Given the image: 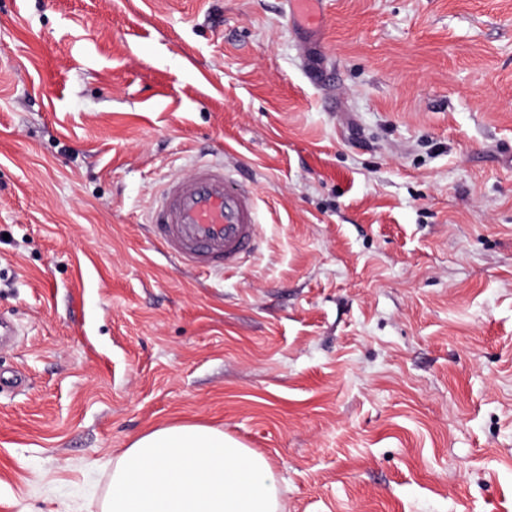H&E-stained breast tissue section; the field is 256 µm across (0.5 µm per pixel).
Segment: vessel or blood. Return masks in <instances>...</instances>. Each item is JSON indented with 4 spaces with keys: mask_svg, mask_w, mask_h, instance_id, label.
Segmentation results:
<instances>
[{
    "mask_svg": "<svg viewBox=\"0 0 512 512\" xmlns=\"http://www.w3.org/2000/svg\"><path fill=\"white\" fill-rule=\"evenodd\" d=\"M256 195L221 165L199 163L169 178L151 207L153 242L203 271L239 267L260 245Z\"/></svg>",
    "mask_w": 512,
    "mask_h": 512,
    "instance_id": "vessel-or-blood-1",
    "label": "vessel or blood"
}]
</instances>
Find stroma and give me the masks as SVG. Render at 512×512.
<instances>
[{
	"label": "stroma",
	"instance_id": "stroma-1",
	"mask_svg": "<svg viewBox=\"0 0 512 512\" xmlns=\"http://www.w3.org/2000/svg\"><path fill=\"white\" fill-rule=\"evenodd\" d=\"M0 0V512H101L175 423L282 512H512V0ZM249 179L258 251L152 242ZM246 184L209 162L169 178L151 207L153 242L202 271L239 267L260 245L256 195Z\"/></svg>",
	"mask_w": 512,
	"mask_h": 512
}]
</instances>
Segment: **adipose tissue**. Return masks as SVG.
Segmentation results:
<instances>
[{"label": "adipose tissue", "instance_id": "1", "mask_svg": "<svg viewBox=\"0 0 512 512\" xmlns=\"http://www.w3.org/2000/svg\"><path fill=\"white\" fill-rule=\"evenodd\" d=\"M277 479L262 456L198 423L135 438L112 468L104 512H278Z\"/></svg>", "mask_w": 512, "mask_h": 512}]
</instances>
